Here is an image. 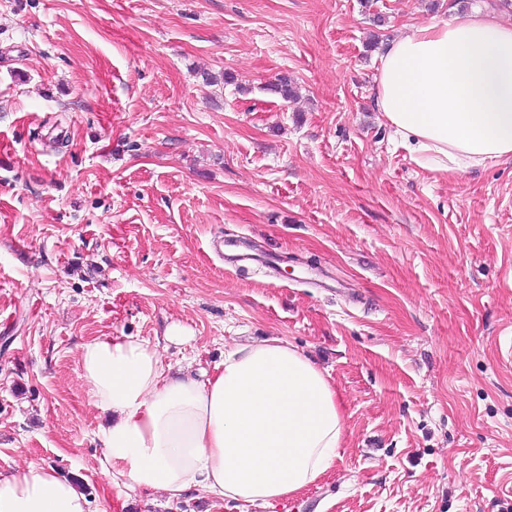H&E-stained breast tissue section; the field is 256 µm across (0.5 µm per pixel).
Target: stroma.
Segmentation results:
<instances>
[{"mask_svg":"<svg viewBox=\"0 0 512 512\" xmlns=\"http://www.w3.org/2000/svg\"><path fill=\"white\" fill-rule=\"evenodd\" d=\"M451 13L0 0V470L53 468L90 512H512V159L421 170L374 104L381 47ZM122 336L174 370L289 342L330 376L339 458L264 508L113 487L79 347Z\"/></svg>","mask_w":512,"mask_h":512,"instance_id":"35a3bbf8","label":"stroma"}]
</instances>
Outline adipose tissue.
<instances>
[{
  "mask_svg": "<svg viewBox=\"0 0 512 512\" xmlns=\"http://www.w3.org/2000/svg\"><path fill=\"white\" fill-rule=\"evenodd\" d=\"M376 108L420 168L455 175L512 158V25L469 11L413 24L379 54ZM81 377L108 413L100 470L177 500L267 506L318 484L346 419L327 372L288 342L235 346L207 373L169 372L132 336L80 346ZM0 512H89L78 484L37 464L0 470Z\"/></svg>",
  "mask_w": 512,
  "mask_h": 512,
  "instance_id": "ef3b65f1",
  "label": "adipose tissue"
}]
</instances>
